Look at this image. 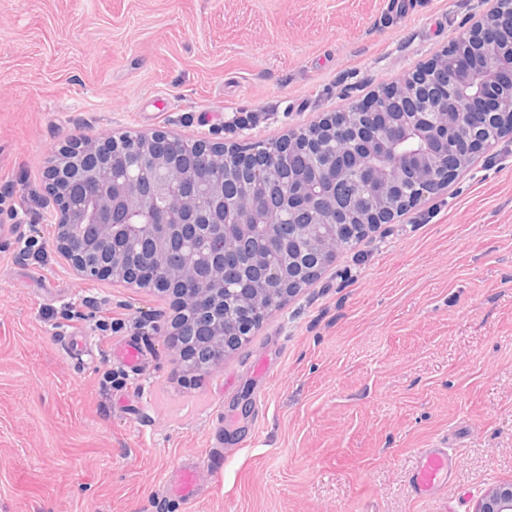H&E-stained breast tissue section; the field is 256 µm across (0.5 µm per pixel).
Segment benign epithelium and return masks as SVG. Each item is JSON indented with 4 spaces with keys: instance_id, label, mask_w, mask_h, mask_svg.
<instances>
[{
    "instance_id": "7a95c632",
    "label": "benign epithelium",
    "mask_w": 512,
    "mask_h": 512,
    "mask_svg": "<svg viewBox=\"0 0 512 512\" xmlns=\"http://www.w3.org/2000/svg\"><path fill=\"white\" fill-rule=\"evenodd\" d=\"M458 42L474 61L464 79L448 75L439 61L379 95L383 107L358 101L364 125L338 154L331 147L345 135L343 112L314 124L319 132L312 137L303 140L293 131L244 157L232 153L231 144L169 130L70 139L44 172L57 206L55 252L79 277L170 297L176 317L156 332L174 362L189 364L191 373L209 372L221 361L193 363L203 347L191 331L196 322L206 323L212 344L226 353L235 349L252 325L242 320L225 328L224 308L256 307L267 298L273 299L271 309L279 308L312 284L309 273L335 263L340 238L354 231L352 220L365 233L391 223L399 204L416 206L485 146V132L500 123L504 100L512 99V8L493 10ZM184 138L220 177L204 179L193 161L156 149L161 141ZM117 151L135 154L154 170V180L143 183L131 172L113 171ZM287 152L307 155L308 166L282 182L270 174L269 162ZM322 159L329 160L333 185L348 168L358 174L357 196L374 201L368 213L355 215L333 191L320 189L312 165ZM255 181L268 187L263 208L249 196ZM159 198L169 202L160 217L154 208ZM201 241L210 247L187 266L146 277L147 267L172 253L192 252ZM242 257L259 279L229 288L224 273ZM474 512H512V482L490 487Z\"/></svg>"
}]
</instances>
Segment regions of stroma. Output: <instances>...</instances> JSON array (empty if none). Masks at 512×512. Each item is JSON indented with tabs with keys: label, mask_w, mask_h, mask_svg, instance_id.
<instances>
[{
	"label": "stroma",
	"mask_w": 512,
	"mask_h": 512,
	"mask_svg": "<svg viewBox=\"0 0 512 512\" xmlns=\"http://www.w3.org/2000/svg\"><path fill=\"white\" fill-rule=\"evenodd\" d=\"M495 0H0V512H473L512 481V135L184 381L167 297L75 276V136L278 138L428 65ZM134 343L133 371L113 349ZM265 362L266 377L254 371ZM459 451L417 499V449ZM197 466V500L165 488Z\"/></svg>",
	"instance_id": "35a3bbf8"
}]
</instances>
